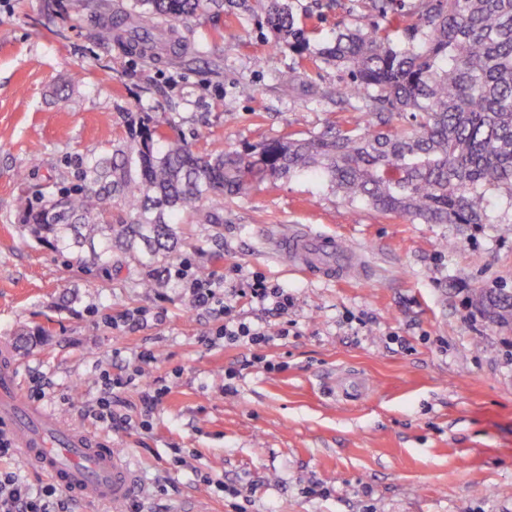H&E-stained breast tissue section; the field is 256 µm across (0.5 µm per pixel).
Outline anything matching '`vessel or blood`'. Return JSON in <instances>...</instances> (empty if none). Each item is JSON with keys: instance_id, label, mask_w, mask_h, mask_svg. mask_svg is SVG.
Instances as JSON below:
<instances>
[{"instance_id": "b4317fda", "label": "vessel or blood", "mask_w": 512, "mask_h": 512, "mask_svg": "<svg viewBox=\"0 0 512 512\" xmlns=\"http://www.w3.org/2000/svg\"><path fill=\"white\" fill-rule=\"evenodd\" d=\"M274 251L291 267L327 280L350 278L360 266L340 239L305 225L281 228ZM0 427L9 431L26 463L88 502L117 507L137 487L138 471L129 455L65 427L53 411L31 403L7 358L0 360Z\"/></svg>"}]
</instances>
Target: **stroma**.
<instances>
[{
    "label": "stroma",
    "mask_w": 512,
    "mask_h": 512,
    "mask_svg": "<svg viewBox=\"0 0 512 512\" xmlns=\"http://www.w3.org/2000/svg\"><path fill=\"white\" fill-rule=\"evenodd\" d=\"M103 2L0 0V343L26 396L133 457L142 482L123 512H235L233 488L249 512H512V327L470 302L512 288L502 225L386 217L314 177L283 179L225 201L223 223L187 225L175 263L192 278L207 268L205 307L180 281L147 290L141 268L81 266L22 235L17 172L32 194L74 180L75 159L124 132L127 113L230 152L352 118L334 95L346 72L272 50L252 13L199 17L200 54L172 64L97 41ZM291 2L314 49L382 21L379 0ZM285 224L343 239L361 277L290 270L268 244ZM256 278L292 295L287 316L242 296ZM226 304L264 319L267 340L224 341ZM108 374L132 379L118 426L91 412ZM153 380L168 391L147 411Z\"/></svg>",
    "instance_id": "35a3bbf8"
}]
</instances>
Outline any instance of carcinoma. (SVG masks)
<instances>
[{"mask_svg":"<svg viewBox=\"0 0 512 512\" xmlns=\"http://www.w3.org/2000/svg\"><path fill=\"white\" fill-rule=\"evenodd\" d=\"M274 37L302 56L306 28L287 0H243ZM224 0H136L106 4L97 38L155 61L193 44L190 22ZM407 42L390 28L338 32L316 52L345 69L336 104L356 113L320 135L274 139L257 149L206 152L155 120L128 113L129 136L76 160V183L18 197V222L53 247H88L89 261L112 265L118 250L147 268L173 259L183 224H222L227 198L294 174L313 173L350 202L423 224H503L512 230V0H416ZM411 117L409 127L389 128ZM505 202L491 214V198ZM471 305L486 319L512 322V290L477 289Z\"/></svg>","mask_w":512,"mask_h":512,"instance_id":"carcinoma-1","label":"carcinoma"}]
</instances>
